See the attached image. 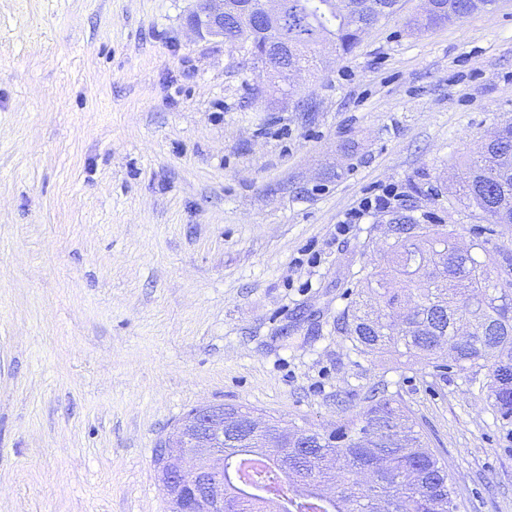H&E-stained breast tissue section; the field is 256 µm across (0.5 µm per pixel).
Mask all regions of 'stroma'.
<instances>
[{"mask_svg": "<svg viewBox=\"0 0 512 512\" xmlns=\"http://www.w3.org/2000/svg\"><path fill=\"white\" fill-rule=\"evenodd\" d=\"M190 0H0V512H167L153 457L192 408L325 430L392 397L463 512H512V433L477 385L336 331L385 208L467 245L448 191L512 122V0L426 31L424 0L291 95L185 26Z\"/></svg>", "mask_w": 512, "mask_h": 512, "instance_id": "1", "label": "stroma"}]
</instances>
